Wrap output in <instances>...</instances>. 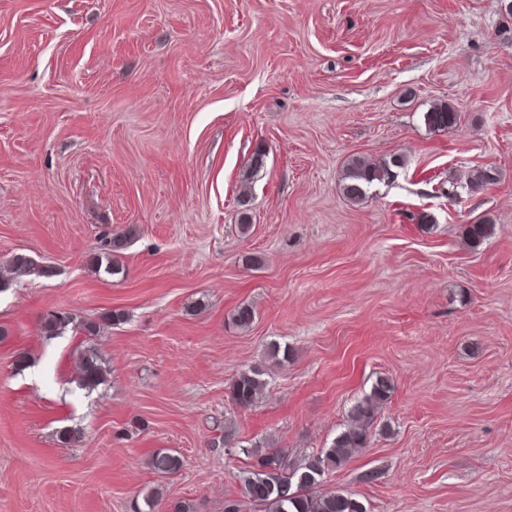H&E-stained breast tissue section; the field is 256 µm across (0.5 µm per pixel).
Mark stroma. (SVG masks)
Listing matches in <instances>:
<instances>
[{
	"label": "stroma",
	"mask_w": 512,
	"mask_h": 512,
	"mask_svg": "<svg viewBox=\"0 0 512 512\" xmlns=\"http://www.w3.org/2000/svg\"><path fill=\"white\" fill-rule=\"evenodd\" d=\"M504 3L0 0V267L53 271L0 292V512H142L155 488L224 512L253 448L303 462L382 377L368 448L317 492L512 512ZM439 101L456 126H425ZM353 155L404 165L352 203ZM474 166L497 183L456 190ZM478 223L494 233L474 249ZM108 233L128 238L118 275L90 261ZM57 309L123 315L94 340V390L75 382L82 335L42 330ZM250 368L269 385L242 409L229 386ZM159 449L182 469L154 473ZM9 266L18 276L49 277L52 274L49 266L38 264L24 253L14 254Z\"/></svg>",
	"instance_id": "35a3bbf8"
}]
</instances>
